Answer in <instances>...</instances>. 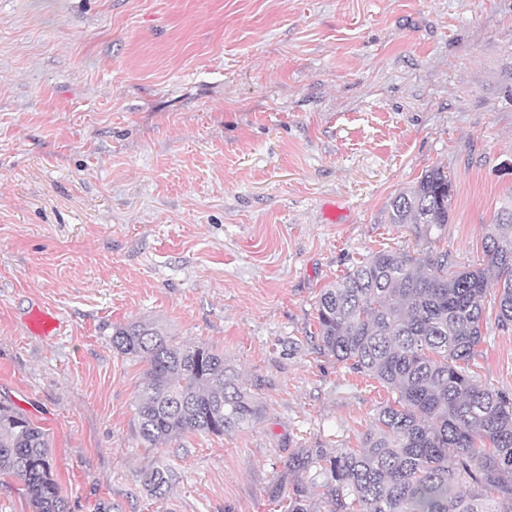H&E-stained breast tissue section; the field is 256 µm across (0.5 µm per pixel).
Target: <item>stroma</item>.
Wrapping results in <instances>:
<instances>
[{"label":"stroma","mask_w":512,"mask_h":512,"mask_svg":"<svg viewBox=\"0 0 512 512\" xmlns=\"http://www.w3.org/2000/svg\"><path fill=\"white\" fill-rule=\"evenodd\" d=\"M510 162L512 0H0V401L69 512H282L291 455L359 447L395 399L320 351L321 290L422 250L384 214L436 167L433 248L481 264ZM132 321L223 351L261 418L147 446ZM483 334L472 370L512 392V330Z\"/></svg>","instance_id":"1"}]
</instances>
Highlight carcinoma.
I'll return each mask as SVG.
<instances>
[{
  "mask_svg": "<svg viewBox=\"0 0 512 512\" xmlns=\"http://www.w3.org/2000/svg\"><path fill=\"white\" fill-rule=\"evenodd\" d=\"M453 194L448 172L430 169L390 201L386 221L412 225L431 244L448 224ZM482 244L485 265L472 268L455 267L446 252L379 251L320 293V349L397 393L360 447L334 455L301 448L288 460L290 472L325 478L326 512H512V393L483 386L469 369L492 282L498 327L512 329V207ZM112 348L146 364L135 419L150 446L222 436L261 414L212 346L180 344L137 321L114 330ZM0 474L24 482L33 512H67L47 433L2 402ZM171 477L157 468L146 482L159 494ZM287 498V512H312L301 482Z\"/></svg>",
  "mask_w": 512,
  "mask_h": 512,
  "instance_id": "obj_1",
  "label": "carcinoma"
}]
</instances>
